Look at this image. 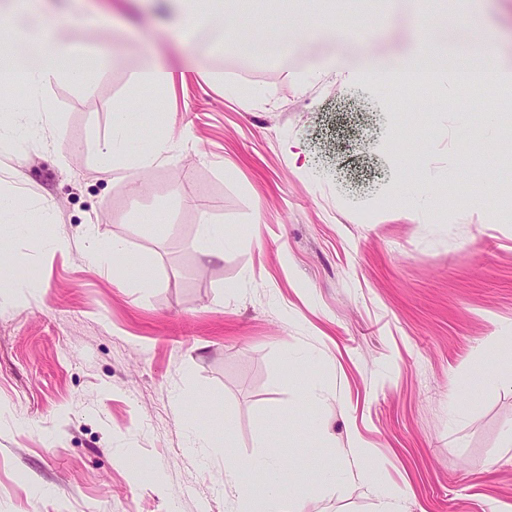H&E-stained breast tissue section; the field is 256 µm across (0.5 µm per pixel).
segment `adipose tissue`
Returning a JSON list of instances; mask_svg holds the SVG:
<instances>
[{"label":"adipose tissue","mask_w":512,"mask_h":512,"mask_svg":"<svg viewBox=\"0 0 512 512\" xmlns=\"http://www.w3.org/2000/svg\"><path fill=\"white\" fill-rule=\"evenodd\" d=\"M229 3L230 0H217L216 7L208 8L203 0H163V7L173 25L189 31L208 30L218 42L230 46L238 38V29L227 14ZM45 10L44 0H0V80L19 82L33 99L29 106L0 102L1 147L15 145L33 124L55 118L54 101L41 93L44 84L59 77L82 82L91 67L90 62L76 61L68 34L46 24ZM410 68L416 76L433 78L442 99H453L459 72L449 63L447 53L427 46L414 57ZM111 115V130L96 145L99 165L109 170L126 163L141 173L154 167L167 149V140L158 138L147 147H133L129 133L134 114L127 102H113ZM415 165L412 156H404L403 166L409 174L400 179L399 193L416 210H432L440 204V194L429 188L424 178L413 174ZM281 432V417L266 416L260 433L267 441L268 454L259 460L225 457V471L235 476L232 486L238 512H306V498L285 499L278 493L282 473L274 449ZM255 470L263 474L262 486L245 479L247 473Z\"/></svg>","instance_id":"ef3b65f1"}]
</instances>
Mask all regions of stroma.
Wrapping results in <instances>:
<instances>
[{
    "label": "stroma",
    "mask_w": 512,
    "mask_h": 512,
    "mask_svg": "<svg viewBox=\"0 0 512 512\" xmlns=\"http://www.w3.org/2000/svg\"><path fill=\"white\" fill-rule=\"evenodd\" d=\"M476 6L511 72L512 0H295L266 28L297 39L274 62L243 49L264 0H240L242 47L194 33L206 59L191 71L161 8L58 0L49 21L100 66L46 85L56 119L0 150V190L50 215L0 239V512H235L220 451L191 446V422L226 409L245 458L265 453L266 415L287 417L281 488L309 512H382L387 489L402 512H512V378L489 356L512 351V197L426 212L397 199L406 153L432 185L478 190L483 165L512 171V91L462 78L460 109L501 116L497 141L462 137L439 96H395L365 61L400 64L424 15L451 26ZM322 17L338 37L316 35ZM159 61L176 79L157 110L130 77ZM122 99L135 144L169 140L141 177L97 162ZM159 209L162 230L136 222ZM203 211L230 237L223 259L202 253ZM90 228L126 243L127 274L83 260ZM306 384L326 401L297 402ZM310 418L327 441L296 434ZM350 448L367 479L338 458Z\"/></svg>",
    "instance_id": "obj_1"
}]
</instances>
